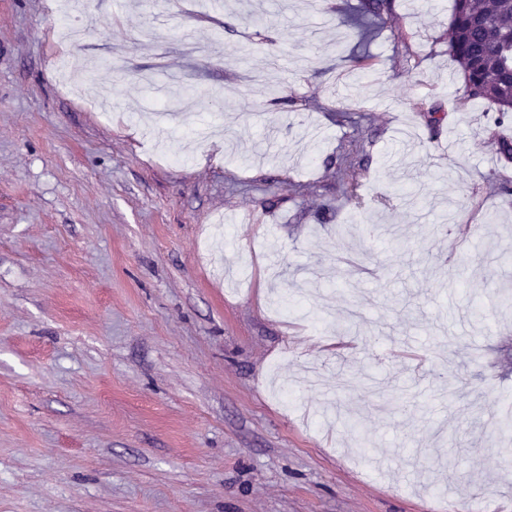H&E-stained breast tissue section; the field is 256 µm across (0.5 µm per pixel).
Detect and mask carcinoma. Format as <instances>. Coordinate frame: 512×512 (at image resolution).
I'll return each instance as SVG.
<instances>
[{
    "label": "carcinoma",
    "mask_w": 512,
    "mask_h": 512,
    "mask_svg": "<svg viewBox=\"0 0 512 512\" xmlns=\"http://www.w3.org/2000/svg\"><path fill=\"white\" fill-rule=\"evenodd\" d=\"M359 22L379 23L391 0H358ZM448 54L462 66L465 91L495 106L497 122L512 116V0H454Z\"/></svg>",
    "instance_id": "carcinoma-1"
}]
</instances>
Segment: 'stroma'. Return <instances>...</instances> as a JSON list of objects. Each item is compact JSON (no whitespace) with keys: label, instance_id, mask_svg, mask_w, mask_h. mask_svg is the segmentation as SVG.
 <instances>
[{"label":"stroma","instance_id":"stroma-1","mask_svg":"<svg viewBox=\"0 0 512 512\" xmlns=\"http://www.w3.org/2000/svg\"><path fill=\"white\" fill-rule=\"evenodd\" d=\"M354 2L0 0V512H512V123Z\"/></svg>","mask_w":512,"mask_h":512}]
</instances>
